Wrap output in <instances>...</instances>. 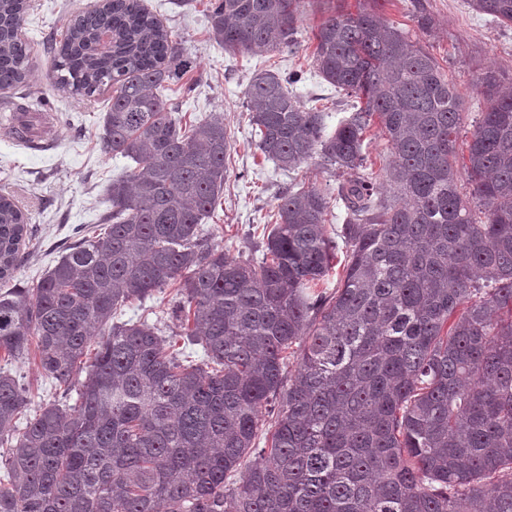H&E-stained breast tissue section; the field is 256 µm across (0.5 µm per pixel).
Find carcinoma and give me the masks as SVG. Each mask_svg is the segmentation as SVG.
<instances>
[{"mask_svg": "<svg viewBox=\"0 0 512 512\" xmlns=\"http://www.w3.org/2000/svg\"><path fill=\"white\" fill-rule=\"evenodd\" d=\"M299 3L211 0L210 37L228 53L296 51ZM467 3L512 25V0ZM28 9L0 0V122L22 144L11 92L42 107ZM315 40L319 76L359 102L333 132L299 102L298 72L261 69L245 95L265 159L294 170L317 155L344 176L333 293L317 289L338 249L320 191L279 196L259 259L226 257L203 228L230 135L220 113L175 115L164 91L189 62L140 0H106L50 47L63 89L112 91L102 148L135 167L112 180L103 231L31 288L12 285L31 228L0 194V512H512V94L482 77L464 194V99L437 59L368 8L335 10ZM375 123L387 197L364 173ZM171 284L198 361L162 320L120 319ZM32 346L63 389L35 409L8 368Z\"/></svg>", "mask_w": 512, "mask_h": 512, "instance_id": "1", "label": "carcinoma"}]
</instances>
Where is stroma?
Listing matches in <instances>:
<instances>
[{
  "label": "stroma",
  "mask_w": 512,
  "mask_h": 512,
  "mask_svg": "<svg viewBox=\"0 0 512 512\" xmlns=\"http://www.w3.org/2000/svg\"><path fill=\"white\" fill-rule=\"evenodd\" d=\"M97 2L29 0L23 32L35 48L30 82L46 101L53 126L49 139L40 146H21L0 134V193L14 197L32 226L26 259L15 273L16 281L28 288L56 263L77 228L101 224L110 208L112 179L133 166L130 159L107 155L100 147L99 121L109 92L90 98L66 92L53 79V57L45 51L46 44L63 39L70 20L90 11ZM423 2L435 16V25L429 30L413 21L412 0H303V50L230 54L208 36L209 0H191L187 6L174 0H144L189 63L169 93L179 114L195 120L212 112L223 113L231 136L224 194L205 221L227 256L237 260L254 257L255 244L263 235L264 215L274 212L279 195L290 186L319 190L327 196L334 215L343 213V205L336 199L338 171L314 160L286 171L260 154L250 139L245 99L253 74L270 65L284 74L303 71L296 93L301 100H316L327 114L328 126H336L352 112L354 98L337 94L312 68L315 29L336 5L353 13L363 7L374 8L390 25L409 33L432 53L464 96L461 139L470 138L479 112L489 105L480 87L485 72H496L503 88L512 90V26L472 11L466 0Z\"/></svg>",
  "instance_id": "obj_1"
}]
</instances>
